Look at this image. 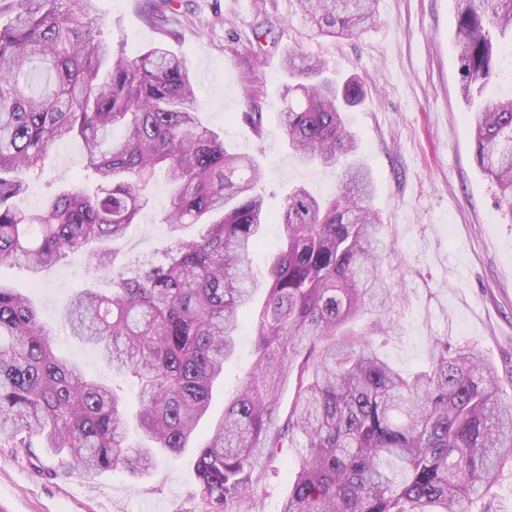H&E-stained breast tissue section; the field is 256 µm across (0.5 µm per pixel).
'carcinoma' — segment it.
<instances>
[{"instance_id": "carcinoma-1", "label": "carcinoma", "mask_w": 512, "mask_h": 512, "mask_svg": "<svg viewBox=\"0 0 512 512\" xmlns=\"http://www.w3.org/2000/svg\"><path fill=\"white\" fill-rule=\"evenodd\" d=\"M95 0H11L0 26V264L35 274L86 253L112 288L78 292L71 336L100 349L112 375L132 380L140 440L129 442L123 388L57 354L29 298L0 281V447L67 454L66 471L123 466L134 474L188 447L214 384L237 352L255 290V359L197 446V512H250L262 464L288 449L297 466L282 512H469L512 463V399L475 347L436 343L428 367L404 375L368 336L344 331L391 308L379 272L391 247L370 207L371 171L355 155L343 114L364 84L288 52L279 124L303 164L338 168L327 200L303 187L272 216L255 192L263 168L230 152L199 119L185 58L163 45L128 60L101 35ZM318 34L347 38L378 0H293ZM464 98L512 84V0H453ZM478 168L512 211V93L471 113ZM82 140L91 188H62L41 208L12 200L43 173L56 143ZM170 185L164 262L117 267L126 229L157 173ZM280 243L262 273L249 255L268 224ZM198 226L194 236L185 229ZM294 387L288 411L282 391Z\"/></svg>"}]
</instances>
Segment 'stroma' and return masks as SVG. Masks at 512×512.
Returning a JSON list of instances; mask_svg holds the SVG:
<instances>
[{"label": "stroma", "mask_w": 512, "mask_h": 512, "mask_svg": "<svg viewBox=\"0 0 512 512\" xmlns=\"http://www.w3.org/2000/svg\"><path fill=\"white\" fill-rule=\"evenodd\" d=\"M291 12L289 0H180L172 9L163 0L95 2L103 37L126 58H139L158 43L186 57L203 103L202 122L230 149L264 165L258 190L274 212L291 188L322 198L338 187L337 170L299 163L284 141L277 121L284 55L294 49L324 59L338 80L364 79L366 95L346 117L374 177L371 205L395 243L381 261L395 297L384 328L364 317L347 330L370 335L381 357L405 372L428 364L439 339L476 346L494 367L504 396L512 397V216L474 161L452 0H379L359 34L336 40L303 27ZM254 110L263 114L258 134L240 120ZM83 154L81 140L57 143L18 206H37L61 185L81 186ZM148 196V206L127 230L119 262L160 256L168 242L164 177L152 181ZM0 279L29 294L41 320L57 328V351L111 379L97 349L61 330L72 294L111 288L93 264L78 257L36 276L23 264L6 262ZM238 336L239 351L214 389L199 439H206L211 422L224 412L225 395L252 363L250 329ZM194 459L189 448L144 477L120 466L72 476L46 449L26 454L0 447V512H192ZM295 465L287 452L267 464L255 512H281Z\"/></svg>", "instance_id": "obj_1"}]
</instances>
